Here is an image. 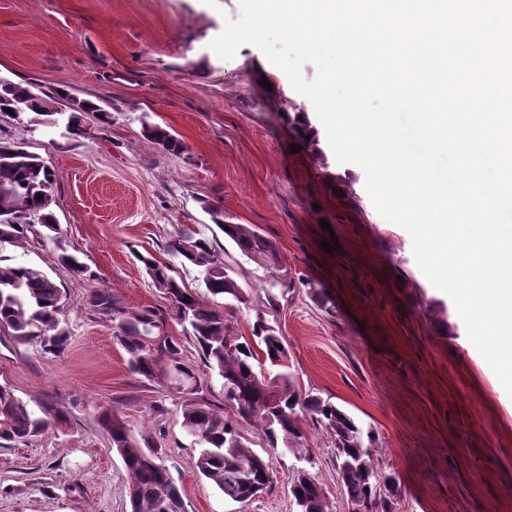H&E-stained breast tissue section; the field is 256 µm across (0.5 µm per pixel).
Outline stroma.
Listing matches in <instances>:
<instances>
[{
    "mask_svg": "<svg viewBox=\"0 0 512 512\" xmlns=\"http://www.w3.org/2000/svg\"><path fill=\"white\" fill-rule=\"evenodd\" d=\"M0 0V76L65 90L111 112L64 126L0 120V141L38 154L55 173L52 209L61 235L0 243V257L33 266L63 288L62 353L0 335V387L36 416L61 408L69 422L25 443L0 446V512H130L129 477L101 408L125 419L134 437L165 447L184 512H295L289 487L294 452L270 448L262 430L241 433L271 459V491L241 505L195 467L201 447L181 424L184 399L128 366L115 324L86 304L95 289L123 306H160L139 255L167 263L201 299L250 335L275 294L273 315L299 389L351 414L375 436L379 470L393 476L394 512H512V397L471 347L451 299L418 268L409 233L384 219L365 174L338 163L325 133L291 152L289 112L314 116L284 72L252 45L220 60L209 42L238 0ZM173 131L186 146L169 154L143 124ZM247 224L276 243L280 265L256 263L213 223ZM329 230H322V222ZM208 238L249 302L210 296L202 272L169 248L179 229ZM336 237L326 252L322 240ZM80 258L77 277L59 261ZM321 289L335 308L312 297ZM328 512L349 505L334 465L330 433L302 417Z\"/></svg>",
    "mask_w": 512,
    "mask_h": 512,
    "instance_id": "obj_1",
    "label": "stroma"
}]
</instances>
